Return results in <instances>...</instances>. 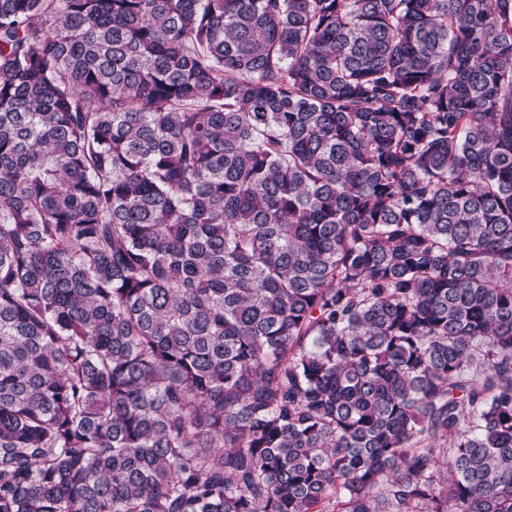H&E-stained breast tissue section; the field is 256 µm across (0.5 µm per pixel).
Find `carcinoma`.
<instances>
[{
  "mask_svg": "<svg viewBox=\"0 0 512 512\" xmlns=\"http://www.w3.org/2000/svg\"><path fill=\"white\" fill-rule=\"evenodd\" d=\"M0 512H512V0H0Z\"/></svg>",
  "mask_w": 512,
  "mask_h": 512,
  "instance_id": "cac0c4a2",
  "label": "carcinoma"
}]
</instances>
